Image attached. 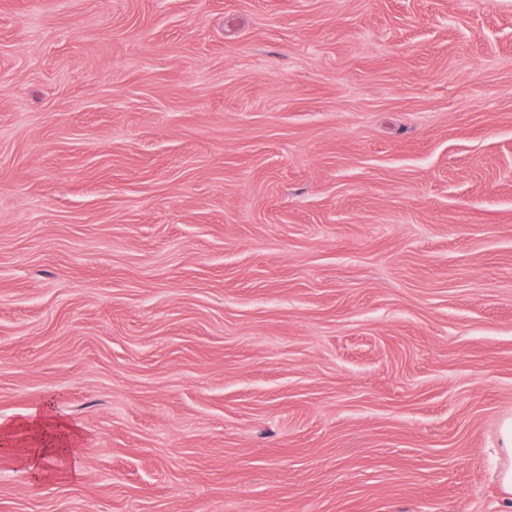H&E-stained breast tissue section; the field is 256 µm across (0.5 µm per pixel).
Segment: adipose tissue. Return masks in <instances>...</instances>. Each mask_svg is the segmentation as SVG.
<instances>
[{"mask_svg": "<svg viewBox=\"0 0 512 512\" xmlns=\"http://www.w3.org/2000/svg\"><path fill=\"white\" fill-rule=\"evenodd\" d=\"M80 434L69 419L57 414L51 403L33 409L17 428L0 431V447L18 450L22 463L38 481L51 479L44 470L45 461L53 460L78 466Z\"/></svg>", "mask_w": 512, "mask_h": 512, "instance_id": "ef3b65f1", "label": "adipose tissue"}]
</instances>
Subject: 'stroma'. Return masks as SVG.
Wrapping results in <instances>:
<instances>
[{"label":"stroma","mask_w":512,"mask_h":512,"mask_svg":"<svg viewBox=\"0 0 512 512\" xmlns=\"http://www.w3.org/2000/svg\"><path fill=\"white\" fill-rule=\"evenodd\" d=\"M0 512H512V0H0ZM20 434L27 437L23 444L18 437ZM79 444L77 428L69 419L57 414L49 402L33 409L17 428L0 431L2 449H19L22 463L36 481H47L55 475L54 471L44 470L46 460L68 463L77 472ZM19 445L26 448H15Z\"/></svg>","instance_id":"1"}]
</instances>
